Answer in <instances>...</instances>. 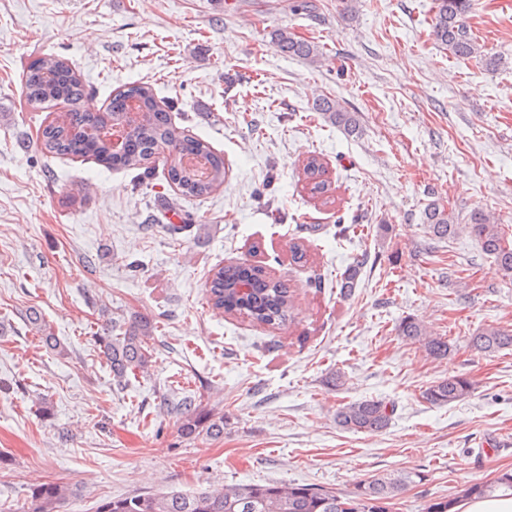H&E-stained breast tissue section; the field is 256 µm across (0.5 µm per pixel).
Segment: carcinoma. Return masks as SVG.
I'll use <instances>...</instances> for the list:
<instances>
[{
	"mask_svg": "<svg viewBox=\"0 0 512 512\" xmlns=\"http://www.w3.org/2000/svg\"><path fill=\"white\" fill-rule=\"evenodd\" d=\"M470 10L471 0H436L431 36L458 60H468L479 53V44L469 24ZM274 43L279 52L301 60L315 62L320 55L313 41L288 30L277 31ZM22 87L30 101L62 103L66 108L64 112L55 113L40 131L41 150L52 157L90 158L108 169L147 171L156 155L163 153L168 183L175 194L206 197L224 186L228 173L224 154L189 130L175 126L170 107L159 100L146 83L128 84L114 90L106 109L92 112L83 105L86 87L81 77L68 61L48 55L27 67ZM132 100L145 113V119L128 132L122 151L115 152L105 141L86 135L89 129L122 123ZM316 110L327 115L347 134L358 132L355 113L346 110L337 100L321 98ZM302 181L310 197L321 205L336 202L327 167L320 156L310 155L303 161ZM424 224L426 233L439 240L469 231L480 241L483 253L492 258L496 271L512 278V246L505 241V230L502 225L492 223L482 211L473 212L470 223L461 224L454 212L433 201L424 210ZM362 264L363 260L356 257L346 267L340 279L343 293L348 294L356 287ZM207 295L215 309L232 318L267 326H282L294 320L293 291L259 265L230 263L214 269ZM29 324L40 331V340L47 348H61L59 339L47 331L39 312L29 313ZM112 330L114 334L98 337V345L113 380L121 385L129 376L147 369L148 341L152 338L153 326L147 320L134 319L126 327L114 324ZM398 335L419 344L435 358H443L451 350L447 340L430 336L423 325L411 318L401 321ZM469 346L492 355L512 347V331L488 324L469 337ZM471 389L467 378L453 376L430 383L422 391V398L431 405L444 406L465 398ZM392 413L389 403L365 399L338 408L336 423L354 433L380 432L390 425ZM179 415L178 430L185 439L204 433L211 437L224 434V417L198 412L190 399L179 403ZM412 482L410 472L378 474L361 481L350 496L297 483L237 484L193 493L119 496L103 500L97 512H390L392 500ZM509 492L512 493V470H502L491 482L467 485L458 497L426 504L423 512H450L461 497H493ZM75 494L74 483H43L30 488L23 509L25 512H62L64 504Z\"/></svg>",
	"mask_w": 512,
	"mask_h": 512,
	"instance_id": "obj_1",
	"label": "carcinoma"
}]
</instances>
